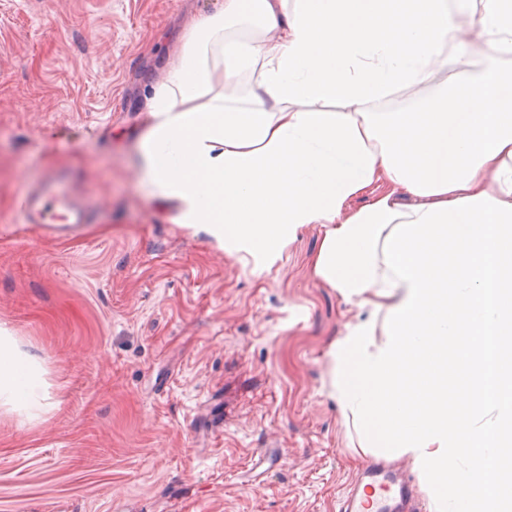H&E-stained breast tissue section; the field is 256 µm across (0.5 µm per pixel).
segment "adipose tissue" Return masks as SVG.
<instances>
[{
	"instance_id": "adipose-tissue-1",
	"label": "adipose tissue",
	"mask_w": 512,
	"mask_h": 512,
	"mask_svg": "<svg viewBox=\"0 0 512 512\" xmlns=\"http://www.w3.org/2000/svg\"><path fill=\"white\" fill-rule=\"evenodd\" d=\"M457 2L224 0L190 17L135 165L171 223L243 263L322 225L315 273L361 312L330 351L360 446L411 457L435 512H512V385L484 392L486 336L512 373V95L464 80ZM474 25L512 53V0ZM415 88L408 111H374ZM46 398L38 358L0 328V404Z\"/></svg>"
}]
</instances>
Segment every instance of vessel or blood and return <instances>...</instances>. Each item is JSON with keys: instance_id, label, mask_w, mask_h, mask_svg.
I'll use <instances>...</instances> for the list:
<instances>
[{"instance_id": "1", "label": "vessel or blood", "mask_w": 512, "mask_h": 512, "mask_svg": "<svg viewBox=\"0 0 512 512\" xmlns=\"http://www.w3.org/2000/svg\"><path fill=\"white\" fill-rule=\"evenodd\" d=\"M61 182V177H54L24 197L21 205L24 223L45 224L62 234L73 225L90 222L89 204L75 194L60 192ZM405 495L403 484L386 477L375 478L370 486H353L343 501L341 512H382L386 501Z\"/></svg>"}]
</instances>
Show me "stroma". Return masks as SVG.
<instances>
[{
  "mask_svg": "<svg viewBox=\"0 0 512 512\" xmlns=\"http://www.w3.org/2000/svg\"><path fill=\"white\" fill-rule=\"evenodd\" d=\"M224 0H0V325L53 405L0 407V512H340L365 469L332 388L357 308L313 272L323 229L270 267L170 223L127 152L187 14ZM64 172L94 209L53 236L18 213ZM281 460L257 462L263 449Z\"/></svg>",
  "mask_w": 512,
  "mask_h": 512,
  "instance_id": "obj_1",
  "label": "stroma"
}]
</instances>
